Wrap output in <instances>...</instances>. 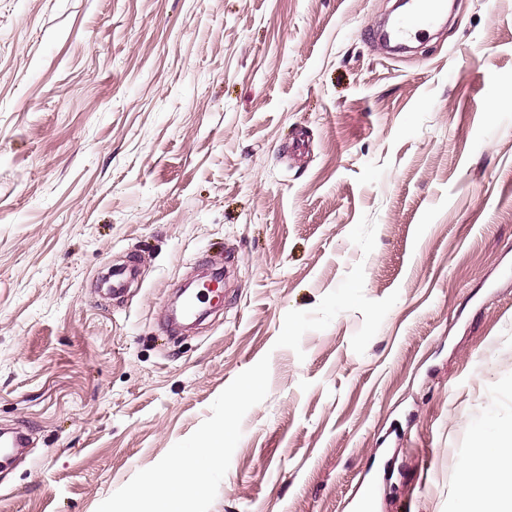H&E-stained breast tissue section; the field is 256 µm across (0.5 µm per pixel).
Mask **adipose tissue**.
Instances as JSON below:
<instances>
[{"label": "adipose tissue", "mask_w": 512, "mask_h": 512, "mask_svg": "<svg viewBox=\"0 0 512 512\" xmlns=\"http://www.w3.org/2000/svg\"><path fill=\"white\" fill-rule=\"evenodd\" d=\"M508 436L512 437V425H494L491 434L482 438L463 461L458 495L461 512H475L477 501L498 477L502 466L501 441Z\"/></svg>", "instance_id": "1"}]
</instances>
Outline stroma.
Segmentation results:
<instances>
[{"label": "stroma", "instance_id": "stroma-1", "mask_svg": "<svg viewBox=\"0 0 512 512\" xmlns=\"http://www.w3.org/2000/svg\"><path fill=\"white\" fill-rule=\"evenodd\" d=\"M392 5L0 0V512H96L265 356L210 512H457L512 424V0L401 54ZM359 263L365 353L357 311L275 347ZM492 429L491 434L482 438L462 463L463 479L458 495L461 512L476 511L475 504L500 473L501 441L508 436L512 439V425L494 424Z\"/></svg>", "mask_w": 512, "mask_h": 512}]
</instances>
